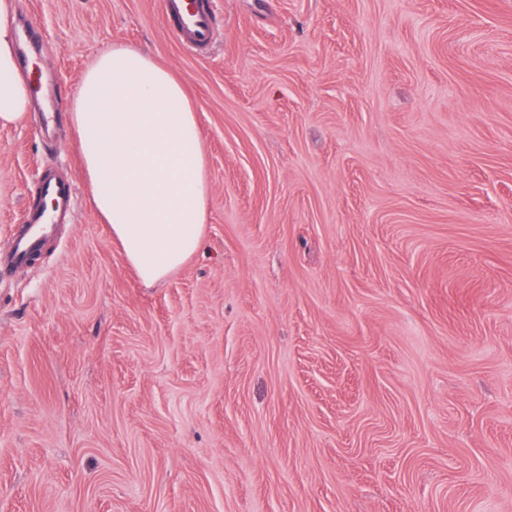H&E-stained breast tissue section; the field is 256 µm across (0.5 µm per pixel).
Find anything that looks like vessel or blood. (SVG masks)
<instances>
[{
  "label": "vessel or blood",
  "instance_id": "b4317fda",
  "mask_svg": "<svg viewBox=\"0 0 512 512\" xmlns=\"http://www.w3.org/2000/svg\"><path fill=\"white\" fill-rule=\"evenodd\" d=\"M164 19L176 41L187 52L202 56L209 52L215 34L216 0H161ZM34 190L38 196L52 197L55 211L28 209L24 229L16 234L8 250L0 253V266L21 267L31 263L39 253L51 226L57 223L62 213L68 212L76 187L73 183L44 174L36 182Z\"/></svg>",
  "mask_w": 512,
  "mask_h": 512
}]
</instances>
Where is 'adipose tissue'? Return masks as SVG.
Wrapping results in <instances>:
<instances>
[{
  "instance_id": "ef3b65f1",
  "label": "adipose tissue",
  "mask_w": 512,
  "mask_h": 512,
  "mask_svg": "<svg viewBox=\"0 0 512 512\" xmlns=\"http://www.w3.org/2000/svg\"><path fill=\"white\" fill-rule=\"evenodd\" d=\"M16 0H0V127L21 124L35 99L20 70ZM93 210L110 224L145 286L166 281L198 249L209 181L198 114L182 82L138 48L99 54L67 100Z\"/></svg>"
}]
</instances>
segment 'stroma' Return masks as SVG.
Segmentation results:
<instances>
[{
	"mask_svg": "<svg viewBox=\"0 0 512 512\" xmlns=\"http://www.w3.org/2000/svg\"><path fill=\"white\" fill-rule=\"evenodd\" d=\"M17 0L51 102L0 129V251L54 166L72 221L0 270V512H512V0ZM197 109L206 235L148 288L66 99L103 49ZM164 19L187 52L202 56L214 42L216 0H161Z\"/></svg>",
	"mask_w": 512,
	"mask_h": 512,
	"instance_id": "obj_1",
	"label": "stroma"
}]
</instances>
